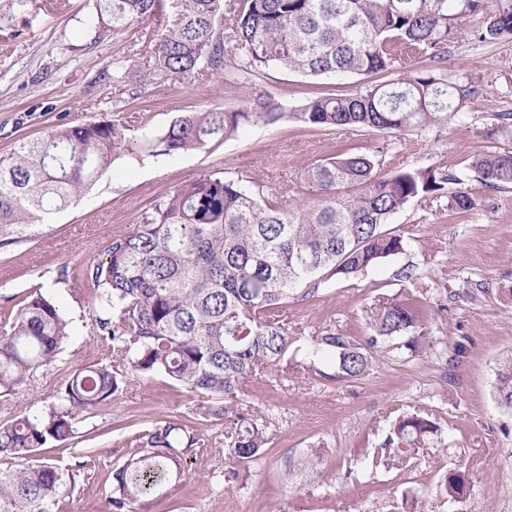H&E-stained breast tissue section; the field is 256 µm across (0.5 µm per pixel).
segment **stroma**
Wrapping results in <instances>:
<instances>
[{"label":"stroma","mask_w":512,"mask_h":512,"mask_svg":"<svg viewBox=\"0 0 512 512\" xmlns=\"http://www.w3.org/2000/svg\"><path fill=\"white\" fill-rule=\"evenodd\" d=\"M98 0H0V159L20 140H36L63 123L119 119L132 134L142 123L166 127L186 112L232 111L256 97L292 109L324 96H353L367 84L394 83L423 70L471 95L458 117L419 132L381 134L359 128L305 125L285 119L251 124L220 146L175 156L138 152L118 160L89 193L58 214L31 240L0 253V319L41 293L70 323L55 364L22 389H0V426L42 414L58 402L76 370L111 364V344L95 334L90 265L105 260L113 238L131 233L140 213L201 174L242 179L262 203H314L321 190L311 165L339 151L380 153L379 171L464 169L486 151H512V136L494 133L495 113L512 112V40L482 43L464 35L440 61L410 59L406 69L343 78L270 69L243 83L203 80L160 83L147 74L148 35L174 24L180 0H166L161 20L132 26L107 41L86 22ZM127 62L123 82L108 79L112 59ZM476 206L452 213L447 199L418 198L390 224L405 242L402 254L365 274L327 285L321 296L289 304L288 324L303 340L327 330L365 341L366 310L375 297L408 295L421 307L434 348L414 356L398 347L380 354L369 376L331 380L330 360L296 354L287 371L258 375L249 403L269 418L274 440L259 463L234 465L224 430L193 419L190 396L161 375L131 376L119 393L79 424L71 449L49 444L40 458L72 472L54 512H108L112 471L131 454L134 424L179 418L207 439L189 449L183 475L160 488L151 512H512V410L501 405L498 374L512 358V186L492 189L465 180ZM413 266L412 279L400 271ZM466 346L455 356L457 343ZM422 415L438 428L426 447L395 457L385 441L399 418ZM322 443L318 474L301 469L313 443ZM292 477H285L287 464ZM238 476L225 479L230 469ZM465 472L467 497L440 495L446 472Z\"/></svg>","instance_id":"1"}]
</instances>
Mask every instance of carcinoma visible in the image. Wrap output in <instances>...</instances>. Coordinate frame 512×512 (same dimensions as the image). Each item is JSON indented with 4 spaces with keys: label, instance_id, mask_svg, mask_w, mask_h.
Masks as SVG:
<instances>
[{
    "label": "carcinoma",
    "instance_id": "obj_1",
    "mask_svg": "<svg viewBox=\"0 0 512 512\" xmlns=\"http://www.w3.org/2000/svg\"><path fill=\"white\" fill-rule=\"evenodd\" d=\"M163 12V0H99L88 23L105 40ZM484 15L470 35L493 43L512 37V0H182L178 22L155 40L150 78L183 83L210 77L248 82L282 68L307 76L389 71L405 58H442L467 18ZM466 87L431 74L391 85H369L355 96L315 98L295 112L257 98L226 112L208 108L176 117L162 130L143 125L134 139L118 119L59 126L38 141L22 140L0 160V252L26 240L90 189L139 145L157 155L207 150L238 137L253 122L283 118L323 127L378 132L422 131L462 111ZM370 154L339 152L313 165L322 191L312 205L261 204L241 181L203 174L156 200L135 230L115 238L107 258L88 268L97 336L112 343V366L73 372L58 403L42 417L22 416L0 427V512H50L60 489L75 479L37 458L49 442L76 438L80 417L119 392L127 374H162L203 398L191 415L224 423L232 458L252 462L273 438L267 420L244 397L261 367L277 368L299 341L285 313L336 280L358 277L404 250L390 218L420 196L448 194V209L475 207L460 188L468 174L436 170L377 172ZM467 170L489 187L512 186V152L487 151ZM366 343L327 330L308 354L334 361L337 377L358 381L376 365L380 345L395 338L417 355L433 348L418 307L390 295L367 310ZM69 322L41 294L32 296L0 331V387L12 391L51 366ZM502 405L512 409V362L499 373ZM437 431L412 414L394 427L397 454ZM135 451L113 473L110 512H142L151 497L182 473L186 448L206 440L185 426L158 420L131 440ZM467 477L443 475L440 491L458 500Z\"/></svg>",
    "mask_w": 512,
    "mask_h": 512
}]
</instances>
